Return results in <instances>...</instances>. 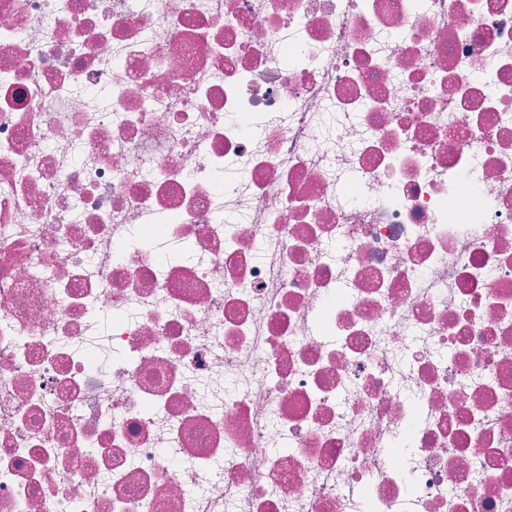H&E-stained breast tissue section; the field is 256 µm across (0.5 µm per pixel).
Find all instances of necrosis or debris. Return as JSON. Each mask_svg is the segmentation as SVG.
Masks as SVG:
<instances>
[{
  "instance_id": "1",
  "label": "necrosis or debris",
  "mask_w": 512,
  "mask_h": 512,
  "mask_svg": "<svg viewBox=\"0 0 512 512\" xmlns=\"http://www.w3.org/2000/svg\"><path fill=\"white\" fill-rule=\"evenodd\" d=\"M512 512V0H0V512Z\"/></svg>"
}]
</instances>
